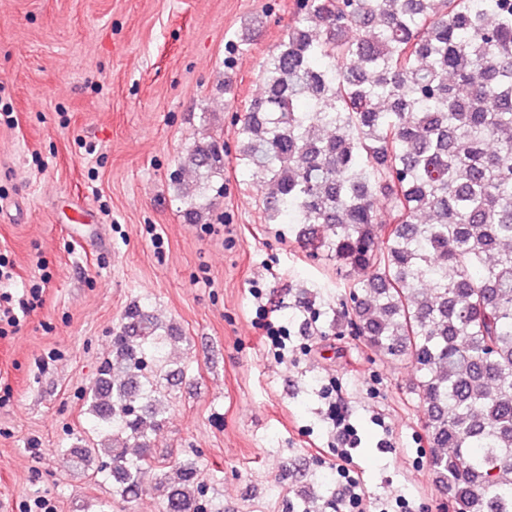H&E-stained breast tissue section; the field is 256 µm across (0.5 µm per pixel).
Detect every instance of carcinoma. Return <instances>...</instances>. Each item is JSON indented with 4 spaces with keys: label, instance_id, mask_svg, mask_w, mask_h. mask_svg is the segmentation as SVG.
I'll return each mask as SVG.
<instances>
[{
    "label": "carcinoma",
    "instance_id": "1",
    "mask_svg": "<svg viewBox=\"0 0 512 512\" xmlns=\"http://www.w3.org/2000/svg\"><path fill=\"white\" fill-rule=\"evenodd\" d=\"M261 84L236 160L269 187L266 223L334 259L356 336L410 361L453 512H512V0H297ZM188 163L176 189L205 208L224 154ZM130 318L89 394L134 441L93 449L123 499L162 480L157 324ZM171 469L165 512H202L194 463Z\"/></svg>",
    "mask_w": 512,
    "mask_h": 512
}]
</instances>
